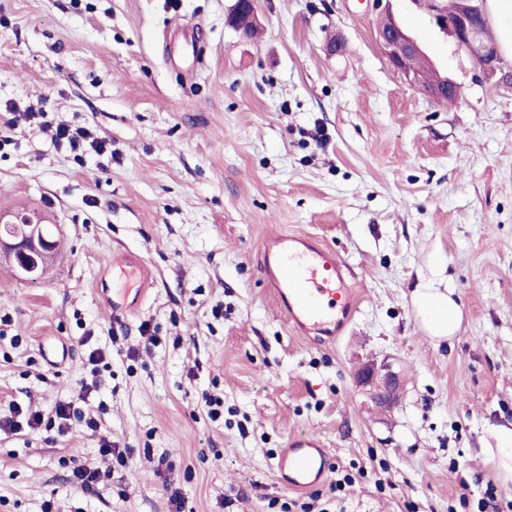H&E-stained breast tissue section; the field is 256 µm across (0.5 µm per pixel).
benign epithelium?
<instances>
[{
	"mask_svg": "<svg viewBox=\"0 0 512 512\" xmlns=\"http://www.w3.org/2000/svg\"><path fill=\"white\" fill-rule=\"evenodd\" d=\"M436 25L444 33L451 35L461 47L473 44L481 45L480 66L483 73L492 77L497 74L500 55L496 43L484 30L482 11L475 5V0H457L453 15L443 12L435 13ZM229 23L237 30L245 25L256 23L254 0H236L229 17ZM379 42L391 65L412 84L425 88L435 96L458 91L456 83L435 70L421 73L412 61L422 54L418 42L409 35L395 19L390 18L378 33ZM27 232H13L0 236V248L8 249L13 256L18 275L29 281L41 279L45 271L46 258L51 251L52 242L38 232L42 221L33 216L27 217ZM358 383L372 388L379 403L389 407L394 403L400 386L396 373L374 363L365 364L357 373Z\"/></svg>",
	"mask_w": 512,
	"mask_h": 512,
	"instance_id": "benign-epithelium-1",
	"label": "benign epithelium"
}]
</instances>
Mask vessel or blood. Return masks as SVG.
<instances>
[{
    "label": "vessel or blood",
    "mask_w": 512,
    "mask_h": 512,
    "mask_svg": "<svg viewBox=\"0 0 512 512\" xmlns=\"http://www.w3.org/2000/svg\"><path fill=\"white\" fill-rule=\"evenodd\" d=\"M261 272L283 315L302 335L335 340L357 309L345 262L311 238L283 233L268 239ZM276 469L285 489H311L328 476V451L315 438L290 437Z\"/></svg>",
    "instance_id": "vessel-or-blood-1"
}]
</instances>
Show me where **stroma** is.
Segmentation results:
<instances>
[{
  "label": "stroma",
  "instance_id": "35a3bbf8",
  "mask_svg": "<svg viewBox=\"0 0 512 512\" xmlns=\"http://www.w3.org/2000/svg\"><path fill=\"white\" fill-rule=\"evenodd\" d=\"M234 3L0 0V210L40 211L60 239L35 283L0 256V419L42 421L0 431V512H171L174 494L183 512H478L489 489L512 512L481 454L512 425V86L425 0H257L248 39ZM385 9L459 98L392 68ZM60 124L111 152L53 142ZM284 232L350 267L335 341L296 334L263 281ZM427 284L461 309L450 342L414 306ZM371 360L404 380L392 410L356 382ZM298 434L333 458L304 492L275 470ZM79 467L111 476L83 494Z\"/></svg>",
  "mask_w": 512,
  "mask_h": 512
}]
</instances>
